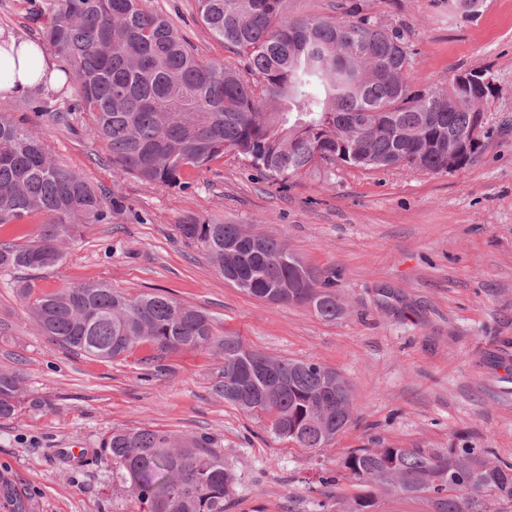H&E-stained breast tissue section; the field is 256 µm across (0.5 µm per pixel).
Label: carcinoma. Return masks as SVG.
Listing matches in <instances>:
<instances>
[{"instance_id":"carcinoma-1","label":"carcinoma","mask_w":512,"mask_h":512,"mask_svg":"<svg viewBox=\"0 0 512 512\" xmlns=\"http://www.w3.org/2000/svg\"><path fill=\"white\" fill-rule=\"evenodd\" d=\"M43 11L42 39L65 64L73 92L64 111L44 97L29 107L57 123L91 113L89 135L107 143L119 178L180 187L187 169L233 153L285 188L289 176L319 162L438 173L472 164L484 148L461 136L476 120V100L495 91L464 83L465 71L418 89L404 33L376 25L356 0L347 8L352 21L291 18L284 0H197L200 22L236 65L197 57L146 0H45ZM120 207L118 197L59 164L44 135L0 113V224L48 217L37 241L0 244V272L16 275L40 332L93 360L142 347L158 360L215 344L224 359L219 397L267 420L275 437L298 448L328 447L353 413L351 388L335 370L271 357L238 336L218 341L204 311L162 293L131 297L92 283L32 297V277L60 265L80 224L107 223ZM178 229L246 294L307 306L329 321L342 312L334 277L281 241L195 216ZM23 405L37 409L42 401L27 397L17 375L1 372L0 420ZM101 448L144 512H224L236 482L206 435L116 429ZM341 467L357 492L332 489L319 507L334 501L336 512H379V498L394 493L423 502L427 512H512V462L489 448L381 444L350 451Z\"/></svg>"}]
</instances>
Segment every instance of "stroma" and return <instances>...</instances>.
I'll use <instances>...</instances> for the list:
<instances>
[{
  "label": "stroma",
  "instance_id": "35a3bbf8",
  "mask_svg": "<svg viewBox=\"0 0 512 512\" xmlns=\"http://www.w3.org/2000/svg\"><path fill=\"white\" fill-rule=\"evenodd\" d=\"M43 0H0V28L40 41ZM386 28L404 29L420 89L453 70L487 69L488 137L477 161L448 173L316 166L279 189L246 161L224 155L166 188L116 178L110 151L88 130L40 121L57 161L123 199L107 224H87L36 294L96 282L129 295L163 292L205 311L217 335H235L275 358L340 372L353 420L328 447L275 438L214 392L215 350L160 362L140 348L97 361L39 333L14 277L0 273V371L42 397L39 411L0 420V512H142L101 450L120 428L151 426L213 438L237 481L226 512H317L318 478L345 455L379 444L441 451L470 444L512 461V0H486L465 19L448 0H361ZM205 59L231 55L200 23L196 0H148ZM190 215L282 241L307 265L336 275L343 311L271 306L227 283L205 250L184 239ZM80 456H73V449Z\"/></svg>",
  "mask_w": 512,
  "mask_h": 512
}]
</instances>
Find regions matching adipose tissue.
<instances>
[{
  "instance_id": "1",
  "label": "adipose tissue",
  "mask_w": 512,
  "mask_h": 512,
  "mask_svg": "<svg viewBox=\"0 0 512 512\" xmlns=\"http://www.w3.org/2000/svg\"><path fill=\"white\" fill-rule=\"evenodd\" d=\"M0 67L10 71L7 79H0L2 97L38 89L47 92L55 89L62 78L56 62L36 42L19 39L13 33L2 29Z\"/></svg>"
}]
</instances>
